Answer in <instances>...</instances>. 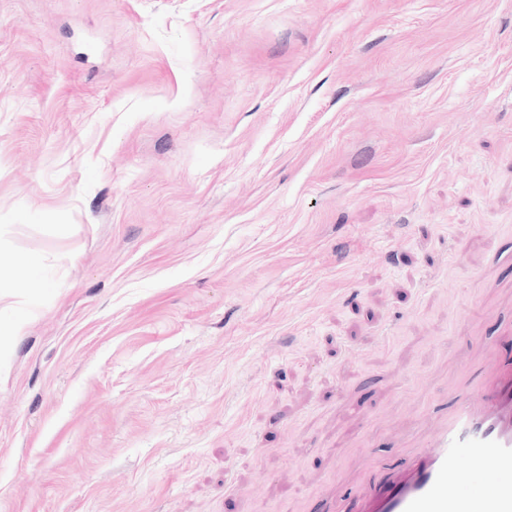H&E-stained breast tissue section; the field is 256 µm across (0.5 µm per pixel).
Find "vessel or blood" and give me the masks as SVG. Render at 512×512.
<instances>
[{"instance_id":"obj_1","label":"vessel or blood","mask_w":512,"mask_h":512,"mask_svg":"<svg viewBox=\"0 0 512 512\" xmlns=\"http://www.w3.org/2000/svg\"><path fill=\"white\" fill-rule=\"evenodd\" d=\"M475 466L484 482L467 500L454 487ZM511 474L512 399L482 384L455 403L410 472H389L373 496L377 512H512Z\"/></svg>"}]
</instances>
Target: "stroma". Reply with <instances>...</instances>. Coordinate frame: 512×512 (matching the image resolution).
<instances>
[{"mask_svg":"<svg viewBox=\"0 0 512 512\" xmlns=\"http://www.w3.org/2000/svg\"><path fill=\"white\" fill-rule=\"evenodd\" d=\"M1 321L0 512L410 469L512 358V0H0Z\"/></svg>","mask_w":512,"mask_h":512,"instance_id":"1","label":"stroma"}]
</instances>
